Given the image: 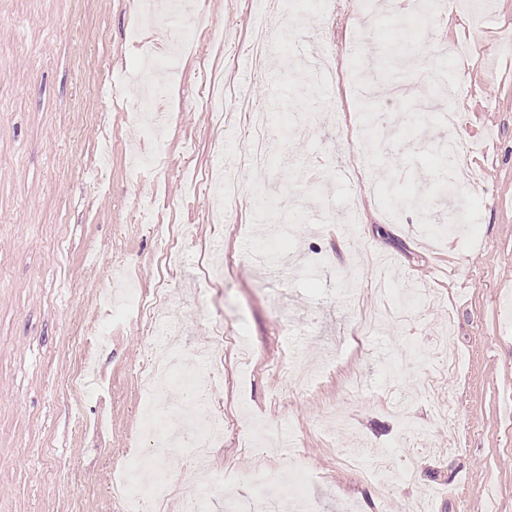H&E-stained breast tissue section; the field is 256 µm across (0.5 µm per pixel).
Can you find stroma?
<instances>
[{
    "label": "stroma",
    "mask_w": 512,
    "mask_h": 512,
    "mask_svg": "<svg viewBox=\"0 0 512 512\" xmlns=\"http://www.w3.org/2000/svg\"><path fill=\"white\" fill-rule=\"evenodd\" d=\"M129 2L0 0V512H118L113 463L141 453L177 484L144 512H184L195 449L130 445L139 372L220 327L209 512L256 485L257 423L292 444L276 469L301 471L277 512H512V0L423 21L398 53L399 0L261 18L196 0L224 44L182 53L141 173L128 80L179 20L137 24ZM270 27L282 47L240 82ZM249 105L268 114L261 168L214 148L241 151ZM263 195L288 219L274 273ZM452 205L476 219L450 236ZM117 267L140 284L125 309L102 299Z\"/></svg>",
    "instance_id": "35a3bbf8"
}]
</instances>
